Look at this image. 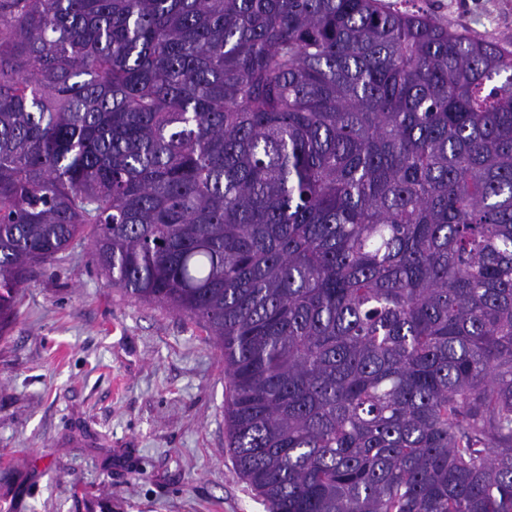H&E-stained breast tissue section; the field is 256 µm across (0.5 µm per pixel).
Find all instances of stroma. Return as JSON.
Segmentation results:
<instances>
[{"label":"stroma","mask_w":512,"mask_h":512,"mask_svg":"<svg viewBox=\"0 0 512 512\" xmlns=\"http://www.w3.org/2000/svg\"><path fill=\"white\" fill-rule=\"evenodd\" d=\"M486 39L512 0H386ZM82 239L35 270L0 336V512H266L227 448L205 332L109 288Z\"/></svg>","instance_id":"35a3bbf8"}]
</instances>
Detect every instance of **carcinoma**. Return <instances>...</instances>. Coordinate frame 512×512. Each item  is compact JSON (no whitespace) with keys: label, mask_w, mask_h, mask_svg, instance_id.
Returning a JSON list of instances; mask_svg holds the SVG:
<instances>
[{"label":"carcinoma","mask_w":512,"mask_h":512,"mask_svg":"<svg viewBox=\"0 0 512 512\" xmlns=\"http://www.w3.org/2000/svg\"><path fill=\"white\" fill-rule=\"evenodd\" d=\"M92 240L201 325L268 512H512V40L384 0H0V333Z\"/></svg>","instance_id":"carcinoma-1"}]
</instances>
